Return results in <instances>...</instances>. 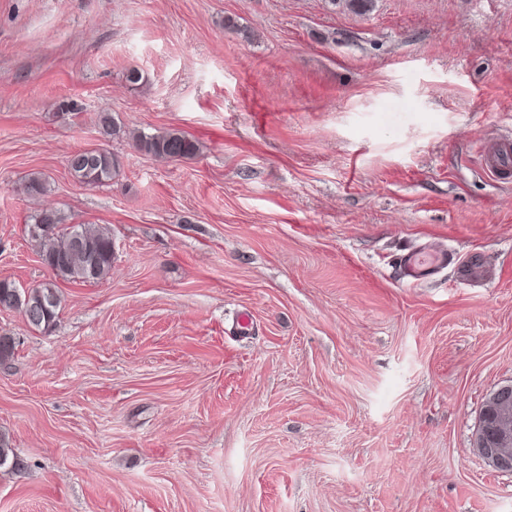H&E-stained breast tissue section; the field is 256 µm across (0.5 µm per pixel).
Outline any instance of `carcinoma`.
<instances>
[{
    "mask_svg": "<svg viewBox=\"0 0 512 512\" xmlns=\"http://www.w3.org/2000/svg\"><path fill=\"white\" fill-rule=\"evenodd\" d=\"M99 133L105 138L130 137L132 146L152 157L190 159L199 151L196 141L178 130L153 134L135 133L126 129L108 113L99 115ZM75 167L71 175L85 186L103 185L121 171L120 158L102 149L92 155L75 151ZM34 232L30 233L37 245L42 263L55 277L72 282H91L106 278L112 272L114 251L112 234L106 227L92 224H68L65 214L55 208H43L30 216ZM80 235L86 249L72 246L74 235ZM0 304L7 310H18L28 323L43 333L55 331L61 306L55 283L38 288L20 289L12 281L0 280ZM13 469L23 466L21 459L0 438V467Z\"/></svg>",
    "mask_w": 512,
    "mask_h": 512,
    "instance_id": "1",
    "label": "carcinoma"
}]
</instances>
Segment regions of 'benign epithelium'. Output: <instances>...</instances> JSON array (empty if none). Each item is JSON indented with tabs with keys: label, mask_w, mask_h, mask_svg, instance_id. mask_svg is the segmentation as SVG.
Segmentation results:
<instances>
[{
	"label": "benign epithelium",
	"mask_w": 512,
	"mask_h": 512,
	"mask_svg": "<svg viewBox=\"0 0 512 512\" xmlns=\"http://www.w3.org/2000/svg\"><path fill=\"white\" fill-rule=\"evenodd\" d=\"M474 448L493 468L512 471V384L499 387L487 398Z\"/></svg>",
	"instance_id": "7a95c632"
}]
</instances>
